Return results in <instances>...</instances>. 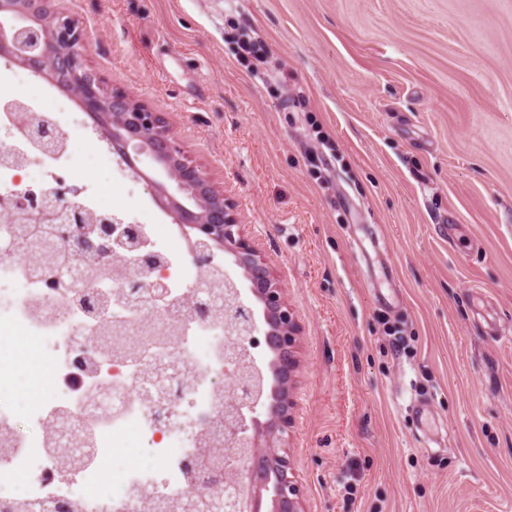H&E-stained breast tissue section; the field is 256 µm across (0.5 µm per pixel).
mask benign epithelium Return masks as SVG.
I'll list each match as a JSON object with an SVG mask.
<instances>
[{
	"label": "benign epithelium",
	"instance_id": "7a95c632",
	"mask_svg": "<svg viewBox=\"0 0 512 512\" xmlns=\"http://www.w3.org/2000/svg\"><path fill=\"white\" fill-rule=\"evenodd\" d=\"M87 45L84 29L70 15L60 11L53 0H0V57L17 61L37 74L48 75L59 87L74 95L106 136L114 151L128 160L132 145L159 164L165 177L182 196L167 199V208L178 223L193 233L190 256L201 270L210 267L214 250H222L243 270L246 291L235 290L229 318L243 322L249 330L247 341L253 348L265 346L273 355L270 395L263 394L261 369L252 360V382L241 383L234 373H226L224 406L215 418L202 423L210 428L214 420L231 411L234 424L224 433L222 463L211 465L199 458L187 463L192 475L206 472L210 483V512H261L257 494H272L270 512H305L303 493L288 454L278 443L285 440L293 423L290 382L298 366L296 348L299 327L288 304L286 289L276 280L265 258L238 224L235 206L218 193L208 175L183 154L160 113L137 103L121 91H109L101 77L89 69L84 56ZM18 134L44 141L50 130L18 118ZM84 206L59 182L36 200L16 195L3 203L0 222L39 224L50 237L77 250L67 255L66 274L71 278L73 297L85 287L84 255L96 252L125 266L136 261L141 267L153 264V255L138 244V255L125 253L126 236L139 235L127 227L112 238L109 220L97 227L82 220ZM118 296H145V303L133 310L141 320L160 321L172 303L162 281H148L139 273H126L117 284ZM217 305L210 295L192 290L186 297L185 314L191 320H205Z\"/></svg>",
	"mask_w": 512,
	"mask_h": 512
}]
</instances>
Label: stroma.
<instances>
[{
    "label": "stroma",
    "mask_w": 512,
    "mask_h": 512,
    "mask_svg": "<svg viewBox=\"0 0 512 512\" xmlns=\"http://www.w3.org/2000/svg\"><path fill=\"white\" fill-rule=\"evenodd\" d=\"M86 62L162 114L286 288V450L306 512H512V0H57ZM274 70L254 79L234 29ZM103 207L174 215L76 98ZM427 405L424 417L412 402Z\"/></svg>",
    "instance_id": "obj_1"
}]
</instances>
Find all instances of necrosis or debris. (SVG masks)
Masks as SVG:
<instances>
[{
    "label": "necrosis or debris",
    "instance_id": "4bbe7bcc",
    "mask_svg": "<svg viewBox=\"0 0 512 512\" xmlns=\"http://www.w3.org/2000/svg\"><path fill=\"white\" fill-rule=\"evenodd\" d=\"M25 110L35 122L56 129L65 124L64 109L49 106L38 97L17 92L9 82H0V129L13 130L18 110ZM15 155L0 162V201L22 187L52 188L63 180L88 212L102 214L96 199L97 184L81 178V156L72 144L55 151L41 144L15 137ZM141 231L148 250L161 265L155 275L164 281L171 295L197 288L198 279L184 277L173 246L156 235L152 225ZM92 319L71 301L65 285L48 287L29 277L23 258L0 261V384L16 375V355L5 340L22 337L35 342L47 365L44 386L35 387L39 406L23 411L0 401V428L13 429L8 447L0 448V504L69 499L81 512H126L139 492L149 489L161 494L180 492L186 483L184 462L198 446L199 423L214 412L216 394L224 387L225 329L220 322L179 323L172 343L155 358L156 366L175 364L193 375L194 382L182 387L174 408L147 410V392L140 368L121 359H101L92 342L82 340L81 329ZM60 411L69 415L73 437L93 428L95 447L81 468L65 472L49 456L44 428ZM143 439L152 465L128 464L112 470L116 449L124 447L129 432ZM111 471L112 486L99 490L104 471Z\"/></svg>",
    "mask_w": 512,
    "mask_h": 512
}]
</instances>
